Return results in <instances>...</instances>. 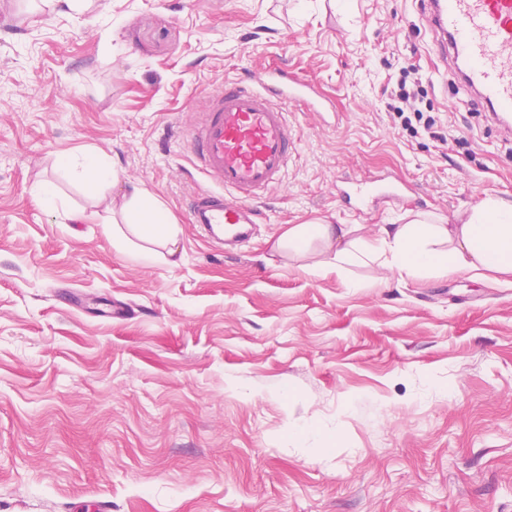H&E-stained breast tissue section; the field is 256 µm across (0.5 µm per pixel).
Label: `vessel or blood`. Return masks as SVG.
Returning <instances> with one entry per match:
<instances>
[{"instance_id": "1", "label": "vessel or blood", "mask_w": 512, "mask_h": 512, "mask_svg": "<svg viewBox=\"0 0 512 512\" xmlns=\"http://www.w3.org/2000/svg\"><path fill=\"white\" fill-rule=\"evenodd\" d=\"M426 22L447 36L442 56L461 67L465 89L491 105L503 128L512 127V0H427ZM307 102L324 111L312 83L278 71L225 81L200 119L185 130L187 146L215 187L198 194L193 223L224 240L250 238L261 219L258 203L281 184L295 151L284 104ZM336 198L361 212L387 201L414 199L411 183L392 175L344 179Z\"/></svg>"}]
</instances>
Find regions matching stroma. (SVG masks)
<instances>
[{
  "mask_svg": "<svg viewBox=\"0 0 512 512\" xmlns=\"http://www.w3.org/2000/svg\"><path fill=\"white\" fill-rule=\"evenodd\" d=\"M412 66L447 140L391 93ZM284 70L300 150L236 248L187 204L214 181L182 134L224 81ZM98 153L93 189L62 160ZM405 178L358 213L336 182ZM51 183L56 205L38 189ZM138 183L179 265L112 246ZM512 200V135L459 90L423 0H0V512H512V283L312 271L290 224L374 233Z\"/></svg>",
  "mask_w": 512,
  "mask_h": 512,
  "instance_id": "stroma-1",
  "label": "stroma"
}]
</instances>
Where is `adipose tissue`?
Wrapping results in <instances>:
<instances>
[{
	"label": "adipose tissue",
	"instance_id": "1",
	"mask_svg": "<svg viewBox=\"0 0 512 512\" xmlns=\"http://www.w3.org/2000/svg\"><path fill=\"white\" fill-rule=\"evenodd\" d=\"M124 211L130 219L112 227V244L152 261L176 254L179 228L145 190L131 185ZM355 224H291L276 241L295 257L316 250L318 267L348 276L354 265L372 263L399 276H444L456 272L492 273L512 279V202L485 196L459 224L418 213L402 224L381 225L373 236Z\"/></svg>",
	"mask_w": 512,
	"mask_h": 512
}]
</instances>
